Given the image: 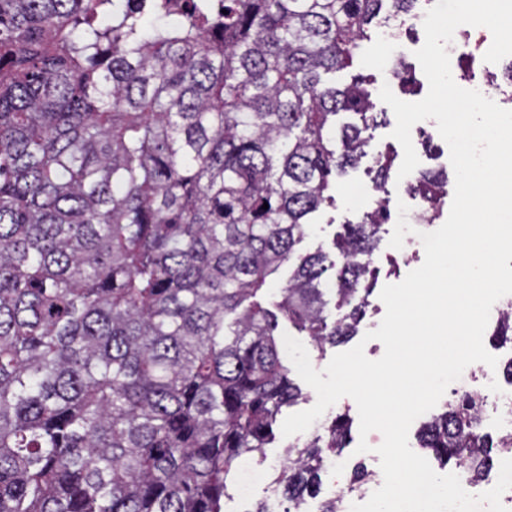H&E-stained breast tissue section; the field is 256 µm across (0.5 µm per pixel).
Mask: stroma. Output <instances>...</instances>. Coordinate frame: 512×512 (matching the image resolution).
I'll list each match as a JSON object with an SVG mask.
<instances>
[{"label":"stroma","mask_w":512,"mask_h":512,"mask_svg":"<svg viewBox=\"0 0 512 512\" xmlns=\"http://www.w3.org/2000/svg\"><path fill=\"white\" fill-rule=\"evenodd\" d=\"M485 33V28H472L470 39L459 42L456 51L450 55L452 76L460 87H468L470 81L474 79L484 80L489 75L499 76L503 73V63L493 64L483 59L491 45L490 40L486 39ZM424 41V28L419 24L402 34L398 44L395 45L383 41L380 37H373L371 42L365 44L352 66L337 73L336 81L340 84H347L350 83L353 76L362 74L370 78L372 92H379L382 85L386 84L399 99L406 102L420 101L426 96L429 85L421 65L415 57V52L422 47ZM397 55L401 56L414 72L415 82L406 88L401 87L390 72L391 61ZM374 109L384 113L385 125L372 130L367 146V158L362 159L355 171L339 179L332 188L331 193L335 198V203L324 207L316 216L308 237L301 244L302 250H312L320 245L331 247L334 235L341 231L343 225L359 221L362 210L353 205L351 192L355 185L372 181L374 177L371 168L373 155L382 151L392 153L398 158L402 157V146L391 136L396 125L394 113L389 112L387 104L379 99L375 100ZM411 140L420 160L417 167L418 172L451 170L449 147L440 136L436 123H427L421 127L413 126ZM393 231V224H385L384 239L373 254V265L377 269V284L381 287L401 282L410 271L422 265L425 257L420 239L413 234L406 235L402 249L391 248L388 240ZM342 412L348 413L351 419L349 442L343 450V458L353 463H364L369 468L379 466L380 458L374 454L373 449L381 444L383 437L377 431L370 432L365 437L361 436L358 408L352 398L339 399L325 411L322 419L326 422L330 421L336 414ZM363 439L367 440L370 445V452H358L357 446Z\"/></svg>","instance_id":"1"}]
</instances>
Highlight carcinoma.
Segmentation results:
<instances>
[{
  "label": "carcinoma",
  "instance_id": "obj_1",
  "mask_svg": "<svg viewBox=\"0 0 512 512\" xmlns=\"http://www.w3.org/2000/svg\"><path fill=\"white\" fill-rule=\"evenodd\" d=\"M415 2L0 0V512H223L302 397L280 321L322 353L369 305L386 206L345 225L339 261L295 252L376 122L365 79L324 76ZM349 430L339 413L288 445L284 512ZM419 447L478 477L512 440L456 395ZM370 480L358 464L346 490Z\"/></svg>",
  "mask_w": 512,
  "mask_h": 512
}]
</instances>
